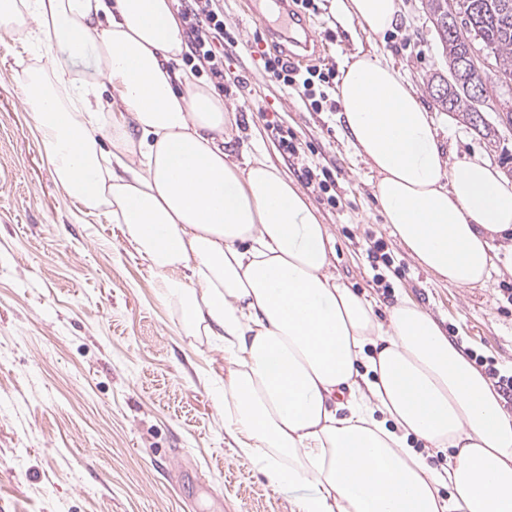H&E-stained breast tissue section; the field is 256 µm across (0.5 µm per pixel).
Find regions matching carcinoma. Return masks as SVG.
Here are the masks:
<instances>
[{
  "instance_id": "1",
  "label": "carcinoma",
  "mask_w": 512,
  "mask_h": 512,
  "mask_svg": "<svg viewBox=\"0 0 512 512\" xmlns=\"http://www.w3.org/2000/svg\"><path fill=\"white\" fill-rule=\"evenodd\" d=\"M457 8L463 16H475L477 20L471 27L460 26L438 35L448 68L457 69V79L448 87L447 99L436 105L443 111L458 113L463 122L471 125L475 109L467 89L471 77L459 61L476 39L494 55L496 77L512 79V0H457Z\"/></svg>"
}]
</instances>
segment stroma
<instances>
[{
  "label": "stroma",
  "mask_w": 512,
  "mask_h": 512,
  "mask_svg": "<svg viewBox=\"0 0 512 512\" xmlns=\"http://www.w3.org/2000/svg\"><path fill=\"white\" fill-rule=\"evenodd\" d=\"M254 0H224V27L250 51H224V102L239 113L235 159L263 149L326 224L335 271L384 314L406 292L468 352L512 367V278L458 288L422 269L391 236L373 197L374 177L350 148L335 95L318 109L272 83L262 55L287 41L257 27ZM311 30L310 60L340 75L363 34L341 26L332 0L302 11L293 35ZM376 47L390 57L431 112L451 159L480 154L512 179V129L499 102L483 108L486 139L438 109L423 81L447 66L421 0H401L400 22ZM15 33L0 29V512H292L238 457L212 393L224 382V354L207 337L186 336L145 262L106 217L81 218L59 188L32 128L22 69L48 68L37 42L17 64ZM275 122L302 145L283 153L267 136ZM315 160L336 180V202L309 186ZM380 244L381 257L368 247Z\"/></svg>",
  "instance_id": "35a3bbf8"
}]
</instances>
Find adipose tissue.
Listing matches in <instances>:
<instances>
[{"instance_id":"ef3b65f1","label":"adipose tissue","mask_w":512,"mask_h":512,"mask_svg":"<svg viewBox=\"0 0 512 512\" xmlns=\"http://www.w3.org/2000/svg\"><path fill=\"white\" fill-rule=\"evenodd\" d=\"M333 6L370 38L400 17L399 0ZM0 27L37 31L51 54L24 91L65 195L122 225L189 335L223 347L224 428L294 512H512L502 395L416 301L397 295L378 317L332 272L327 227L263 153L231 159L238 116L183 66L174 0H0ZM90 44L95 80L66 63ZM336 96L411 258L460 288L512 274V181L478 155L450 161L377 50L346 58Z\"/></svg>"}]
</instances>
